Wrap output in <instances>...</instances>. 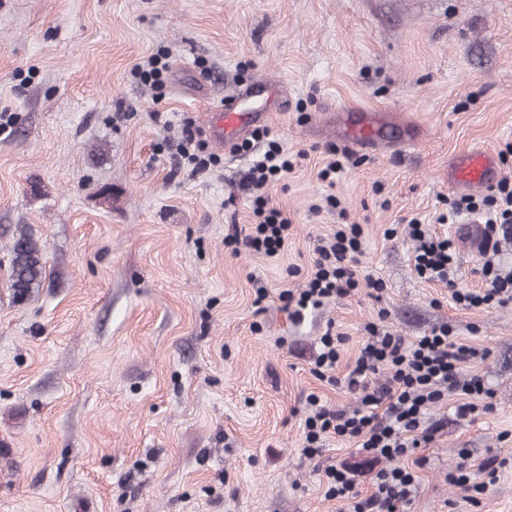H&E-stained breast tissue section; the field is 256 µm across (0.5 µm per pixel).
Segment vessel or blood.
<instances>
[{
	"mask_svg": "<svg viewBox=\"0 0 512 512\" xmlns=\"http://www.w3.org/2000/svg\"><path fill=\"white\" fill-rule=\"evenodd\" d=\"M272 84L265 78L254 79L237 93L225 97L206 113L204 126L212 144L232 149L234 144L250 135L252 130L263 125L267 114L262 108L244 110L243 101L259 100L271 89ZM394 115L384 112L348 110L344 112L336 129L341 139L356 146L371 149L386 147L382 131L396 123ZM496 183V164L493 155L485 150H471L455 157L448 165V186L455 191L486 190Z\"/></svg>",
	"mask_w": 512,
	"mask_h": 512,
	"instance_id": "1",
	"label": "vessel or blood"
}]
</instances>
